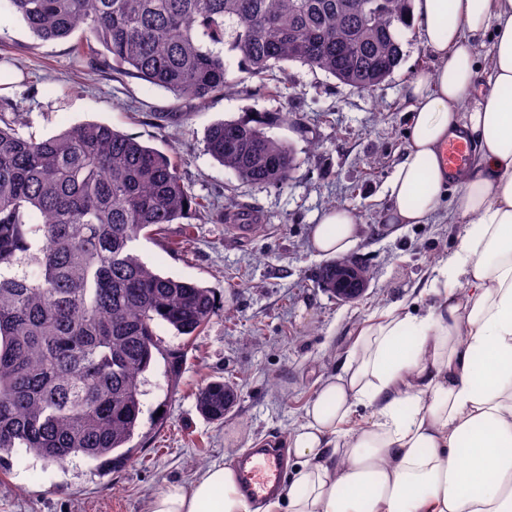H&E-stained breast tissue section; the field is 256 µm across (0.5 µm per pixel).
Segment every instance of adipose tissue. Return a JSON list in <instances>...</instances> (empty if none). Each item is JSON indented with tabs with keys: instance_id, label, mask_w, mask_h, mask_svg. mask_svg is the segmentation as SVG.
<instances>
[{
	"instance_id": "adipose-tissue-1",
	"label": "adipose tissue",
	"mask_w": 512,
	"mask_h": 512,
	"mask_svg": "<svg viewBox=\"0 0 512 512\" xmlns=\"http://www.w3.org/2000/svg\"><path fill=\"white\" fill-rule=\"evenodd\" d=\"M411 18L439 63L405 89L410 139L385 222L427 223L450 196L464 229L423 285L427 308L390 304L320 378L286 434L288 486L263 512H512V0H414ZM460 130L473 152L452 177L442 150ZM357 242L342 206L312 231L321 257ZM147 512L252 508L234 463L216 462Z\"/></svg>"
}]
</instances>
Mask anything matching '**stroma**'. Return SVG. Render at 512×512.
Segmentation results:
<instances>
[{"mask_svg":"<svg viewBox=\"0 0 512 512\" xmlns=\"http://www.w3.org/2000/svg\"><path fill=\"white\" fill-rule=\"evenodd\" d=\"M401 41L399 67L370 92L293 63L277 74L281 96L250 95L236 70L235 89L195 108L145 81L90 70L75 59L74 39L40 41L22 19L0 12V97L20 104L22 136L109 125L173 153L195 197L220 208L230 194L258 216L245 234L193 219L136 242L149 266L210 288L217 316L187 352L176 382L156 362L128 459L106 471L80 458L48 469L29 456L12 459L0 470V512H145L168 483L191 482L212 462L283 438L358 329L389 304L415 298L416 286L453 251L460 227L449 223L446 202L433 223L406 224L394 236L385 230L388 183L409 143L404 88L415 71L436 64L418 25ZM162 112L186 118L164 126ZM221 119L264 123L290 144L302 164L288 185L257 189L215 163L203 137ZM336 206L356 215L354 252L374 272L363 296L345 304L318 288L323 260L311 244L318 216ZM223 378L236 383L238 400L216 424L197 412L194 395L203 382Z\"/></svg>","mask_w":512,"mask_h":512,"instance_id":"35a3bbf8","label":"stroma"}]
</instances>
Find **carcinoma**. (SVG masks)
Returning <instances> with one entry per match:
<instances>
[{"label":"carcinoma","mask_w":512,"mask_h":512,"mask_svg":"<svg viewBox=\"0 0 512 512\" xmlns=\"http://www.w3.org/2000/svg\"><path fill=\"white\" fill-rule=\"evenodd\" d=\"M411 0H3L34 36L76 46L92 70L136 77L204 105L232 84L231 65L269 94L273 71L299 63L371 91L401 59ZM0 99V463L23 453L46 466L73 457H128L143 414L147 372L178 375L186 348L215 317L211 290L148 266L142 236L211 216L173 157L100 123L44 139L15 129ZM206 151L238 180L282 188L299 160L263 124H213ZM249 224L229 200L216 214ZM336 295V262L319 270ZM174 330V347L158 333ZM238 393L213 380L198 412L224 422Z\"/></svg>","instance_id":"cac0c4a2"}]
</instances>
